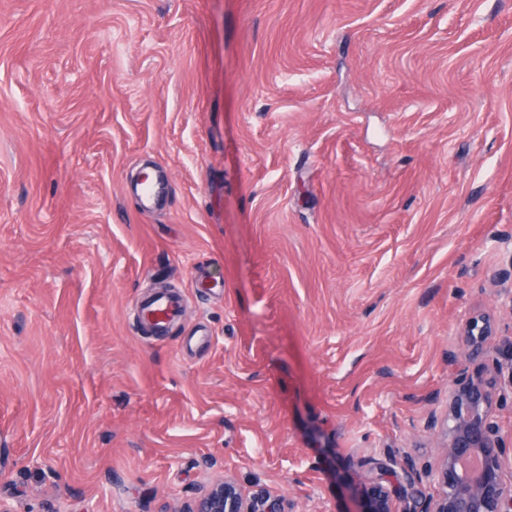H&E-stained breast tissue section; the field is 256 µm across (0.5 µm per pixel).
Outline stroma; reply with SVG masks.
<instances>
[{"mask_svg":"<svg viewBox=\"0 0 512 512\" xmlns=\"http://www.w3.org/2000/svg\"><path fill=\"white\" fill-rule=\"evenodd\" d=\"M511 286L512 0H0L14 512H344L512 368ZM142 312L152 318L170 319L175 321L181 310V302L177 295H151L143 300ZM494 330L489 321L484 316L472 317L466 324L464 330L466 353L469 359L487 354V343L490 336H493ZM188 512H284L275 499L261 498L245 503L230 486L219 485L208 489Z\"/></svg>","mask_w":512,"mask_h":512,"instance_id":"stroma-1","label":"stroma"}]
</instances>
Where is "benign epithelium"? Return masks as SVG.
Returning a JSON list of instances; mask_svg holds the SVG:
<instances>
[{"label": "benign epithelium", "mask_w": 512, "mask_h": 512, "mask_svg": "<svg viewBox=\"0 0 512 512\" xmlns=\"http://www.w3.org/2000/svg\"><path fill=\"white\" fill-rule=\"evenodd\" d=\"M494 333L484 316L471 318L464 330L466 356L488 353ZM499 382L471 380L448 390L445 415L448 448L443 464L420 473L411 459L382 461L371 468L365 512H512V469L507 447L492 414L490 389L512 390V369ZM439 485L437 496L421 489L423 481ZM190 512H281L276 500L251 503L229 486L208 489Z\"/></svg>", "instance_id": "7a95c632"}]
</instances>
